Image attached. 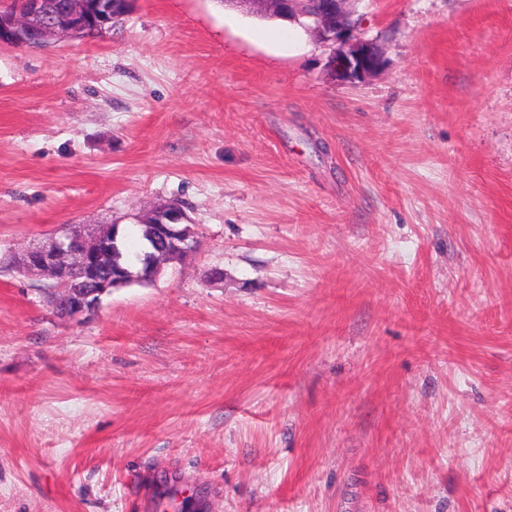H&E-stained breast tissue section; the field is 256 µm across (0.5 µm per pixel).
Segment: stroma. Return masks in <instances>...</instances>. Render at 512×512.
Returning <instances> with one entry per match:
<instances>
[{"mask_svg": "<svg viewBox=\"0 0 512 512\" xmlns=\"http://www.w3.org/2000/svg\"><path fill=\"white\" fill-rule=\"evenodd\" d=\"M386 62L134 0L0 45V259L179 203L81 323L0 263V512H512V0H356ZM148 216H138L136 225L148 237V249L138 279L153 282L163 266L170 261L179 262L196 247L193 224H186V215L180 205L165 203Z\"/></svg>", "mask_w": 512, "mask_h": 512, "instance_id": "stroma-1", "label": "stroma"}]
</instances>
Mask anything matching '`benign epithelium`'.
<instances>
[{
	"instance_id": "1",
	"label": "benign epithelium",
	"mask_w": 512,
	"mask_h": 512,
	"mask_svg": "<svg viewBox=\"0 0 512 512\" xmlns=\"http://www.w3.org/2000/svg\"><path fill=\"white\" fill-rule=\"evenodd\" d=\"M253 5L257 14L278 16L298 13L303 0H231ZM351 0H325L310 20L318 40L331 46L326 68L331 77L353 83L377 73L384 64L383 51L376 43L356 35L361 20L349 9ZM112 5L107 0H70L59 11L50 0H9L0 8V44L30 49L43 48L57 38H82L88 29H102L111 20ZM136 226L149 238L139 280H156L163 266L179 262L196 247L193 225L186 223L180 205L165 203L148 216L137 218ZM119 225L96 231L88 224L65 225L51 241H40L14 257L18 271L52 280L47 297L58 293L64 302L55 314L65 320H78L95 314L102 296L121 286L128 272L117 267L112 282L96 279L97 269L112 265V253Z\"/></svg>"
}]
</instances>
